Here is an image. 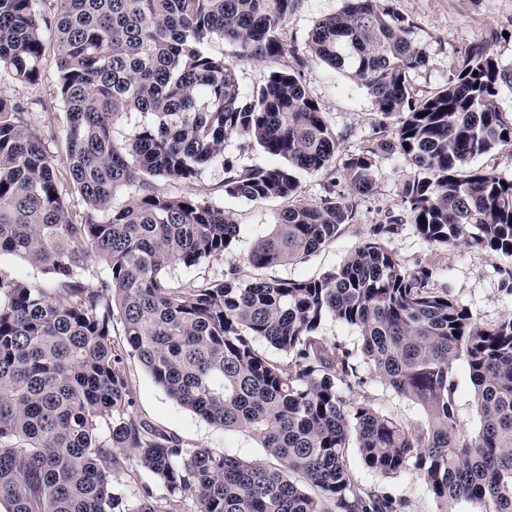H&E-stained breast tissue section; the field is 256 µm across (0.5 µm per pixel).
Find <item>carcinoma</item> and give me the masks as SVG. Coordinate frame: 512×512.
I'll return each instance as SVG.
<instances>
[{
    "label": "carcinoma",
    "mask_w": 512,
    "mask_h": 512,
    "mask_svg": "<svg viewBox=\"0 0 512 512\" xmlns=\"http://www.w3.org/2000/svg\"><path fill=\"white\" fill-rule=\"evenodd\" d=\"M301 0H0V72L35 86L48 63L67 112L68 183L48 137L23 104L0 93V256L53 276L56 288L0 272V507L5 512H407L402 499L363 490L347 462L384 476L416 470L437 502L512 512V313L485 326L432 271H407L383 243L357 247L317 279L256 277L232 266L224 280L172 288L175 262L221 257L237 224L190 196L143 191L144 176L188 183L218 164L224 194L288 201L272 231L245 255L257 271L317 252L354 221L376 183L377 159L397 152L414 169L402 189L416 231L435 246L464 243L512 258V179L472 162L512 145V117L495 102L512 69L476 43L448 83L423 97L411 73L426 65L414 24L392 0H345L315 22L308 51L363 86L383 121L362 150L341 158L348 193L300 197L296 172L336 163V133L306 85L304 57L280 28ZM239 45L234 60L207 45ZM273 64L246 99L237 68ZM129 112L149 117L117 136ZM399 117L390 127L386 118ZM231 135L285 164L240 168L224 155ZM79 193L73 216L67 186ZM104 264L96 286L80 279ZM332 318L358 330L360 358L318 336ZM122 324L112 337L114 320ZM265 340L288 356L270 362ZM137 358L176 403L226 430H244L280 467L186 448L136 419L124 356ZM419 405L408 425L351 399L359 364ZM474 386L476 428L460 422L457 365ZM107 431L100 430L101 423ZM149 471L126 506L112 492L119 458Z\"/></svg>",
    "instance_id": "carcinoma-1"
}]
</instances>
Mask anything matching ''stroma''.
<instances>
[{"label": "stroma", "instance_id": "35a3bbf8", "mask_svg": "<svg viewBox=\"0 0 512 512\" xmlns=\"http://www.w3.org/2000/svg\"><path fill=\"white\" fill-rule=\"evenodd\" d=\"M344 0H302L298 11L282 25V38L288 47L306 51L314 23L338 12ZM393 6L413 24V38L427 55L425 67L411 75L415 93L426 95L446 86L450 69L457 59L477 43L488 42L503 66L512 68V0H393ZM58 53L53 35L45 37L48 63L37 85L29 86L0 75V92L27 105L34 129L52 131L56 137L50 149L56 164H64V136L67 113L58 94V76L52 65ZM302 81L319 102L340 142L341 154L357 152L373 136L379 120L365 88L346 74L336 72L319 59L308 56ZM413 169L399 154H384L378 160L375 188L362 198L352 223L343 225L336 239L311 256L287 266L267 269L266 275L280 279H314L337 267L358 246L374 236L377 224L386 215L401 218L396 234L382 236V243L394 252L408 270L423 267L433 272L432 285L449 294L482 324L491 326L512 313V259L499 253L458 245L434 247L416 232L411 215L402 203V187ZM224 171L215 165L205 168L191 182L181 183L161 178L151 179L156 191L168 195H188L229 211L238 232L230 250L219 258L187 267L176 263L166 273L167 282L186 288L223 278L229 266H236L242 279L255 271L245 262L250 246L264 236L285 202L271 199L249 201L225 195ZM126 368L134 389V416L156 428L179 437L185 447L206 448L248 461L273 464L267 449L248 432L227 430L210 424L172 400L152 380L134 357H127ZM363 383L357 387L355 400L370 404L381 413L402 422H421L423 414L414 404L396 395L376 379L369 369H362ZM356 481L366 490L406 500L409 512H438L439 505L414 471L391 477L364 467L358 449L348 453Z\"/></svg>", "mask_w": 512, "mask_h": 512}]
</instances>
